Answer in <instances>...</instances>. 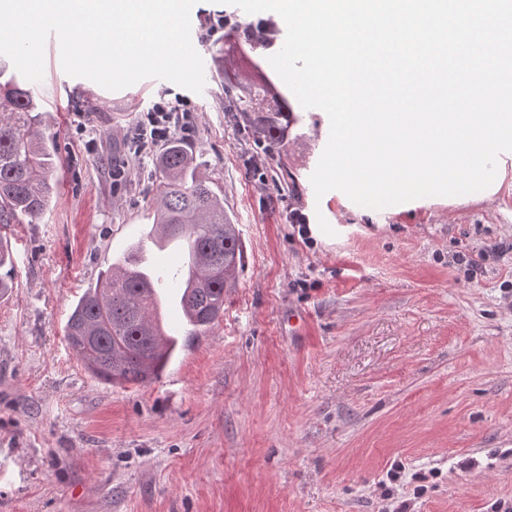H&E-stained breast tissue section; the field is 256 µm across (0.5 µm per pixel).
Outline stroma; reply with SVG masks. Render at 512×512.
<instances>
[{
	"mask_svg": "<svg viewBox=\"0 0 512 512\" xmlns=\"http://www.w3.org/2000/svg\"><path fill=\"white\" fill-rule=\"evenodd\" d=\"M220 12L257 20L200 0L191 36L211 62L228 45L206 27ZM35 93L59 191L8 230L0 512L512 508V152L486 192L374 210L338 190L315 196L330 122L296 98L288 144L271 156L227 116L214 77L199 94L150 78L98 89L63 71L52 35ZM178 99L195 117L186 146L237 221L243 267L208 336L160 380L114 386L84 370L63 327L145 238L156 156L134 155L133 128L154 103ZM295 209L309 234L289 222Z\"/></svg>",
	"mask_w": 512,
	"mask_h": 512,
	"instance_id": "stroma-1",
	"label": "stroma"
}]
</instances>
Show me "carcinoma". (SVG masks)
I'll use <instances>...</instances> for the list:
<instances>
[{
    "label": "carcinoma",
    "instance_id": "1",
    "mask_svg": "<svg viewBox=\"0 0 512 512\" xmlns=\"http://www.w3.org/2000/svg\"><path fill=\"white\" fill-rule=\"evenodd\" d=\"M242 70L218 73L233 91L224 111L242 120L251 135L271 152H281L294 120L287 99L249 56ZM32 82L11 77L0 82V224L39 217L58 184L53 140L37 129L39 116ZM204 163L178 138L167 141L157 159L150 233L179 237L195 258L196 276L179 295L188 336L207 335L224 317V294L236 287L242 268V243L235 218L224 210L214 182L201 172ZM138 245L100 275L79 298L64 326L67 347L89 373L114 385L144 384L162 377L182 347L166 338L154 319V299Z\"/></svg>",
    "mask_w": 512,
    "mask_h": 512
}]
</instances>
